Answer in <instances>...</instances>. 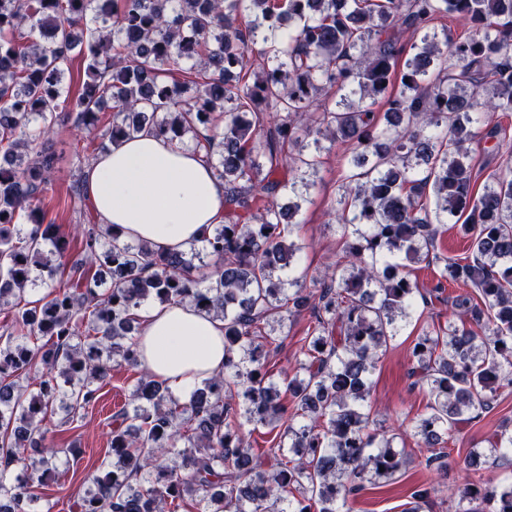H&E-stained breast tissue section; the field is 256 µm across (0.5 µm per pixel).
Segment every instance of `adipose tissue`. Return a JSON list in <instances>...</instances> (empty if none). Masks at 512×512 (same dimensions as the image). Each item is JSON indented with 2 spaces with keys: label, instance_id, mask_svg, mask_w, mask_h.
I'll list each match as a JSON object with an SVG mask.
<instances>
[{
  "label": "adipose tissue",
  "instance_id": "obj_1",
  "mask_svg": "<svg viewBox=\"0 0 512 512\" xmlns=\"http://www.w3.org/2000/svg\"><path fill=\"white\" fill-rule=\"evenodd\" d=\"M86 195L124 240L182 251L224 221V184L201 154L150 132L112 146L87 167ZM140 362L175 396L190 398L224 371V322L185 304L139 309Z\"/></svg>",
  "mask_w": 512,
  "mask_h": 512
}]
</instances>
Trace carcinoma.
<instances>
[{"label": "carcinoma", "mask_w": 512, "mask_h": 512, "mask_svg": "<svg viewBox=\"0 0 512 512\" xmlns=\"http://www.w3.org/2000/svg\"><path fill=\"white\" fill-rule=\"evenodd\" d=\"M444 18L467 21V35L438 31ZM83 56L64 102L65 72ZM109 102L110 143L189 138L213 162L224 223L181 252L91 224L59 281L69 241L40 199L56 158L33 144L61 121L96 131ZM511 113L512 0H0V310L14 314L0 335V512H35L32 473L74 453L47 445L48 414L81 417L114 363L140 378L80 512H165L187 498L196 512H349L350 497L406 463L375 428L370 376L419 306L407 264L439 260L460 287L456 320L417 336L411 375L428 397L413 421L426 467L446 468L443 437L512 388V148L479 194L469 150ZM310 136L313 148L285 154ZM323 140L350 151L335 208L343 252L309 290L287 221ZM281 192L297 201L279 203ZM448 223L470 256L434 253ZM39 283L48 292L25 300ZM151 299L224 318V374L185 403L141 368L136 311ZM303 307L311 331L280 384L259 358L279 345L266 328ZM247 424L269 428L271 448L246 447ZM488 444L457 466L511 455L512 432ZM451 497L512 512V479L470 480Z\"/></svg>", "instance_id": "cac0c4a2"}]
</instances>
